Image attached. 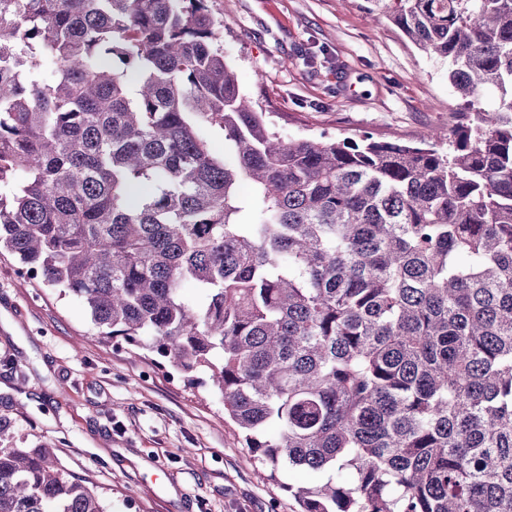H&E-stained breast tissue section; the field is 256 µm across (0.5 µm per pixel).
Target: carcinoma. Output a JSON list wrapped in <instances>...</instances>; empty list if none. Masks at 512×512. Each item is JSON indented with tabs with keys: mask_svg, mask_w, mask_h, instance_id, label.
<instances>
[{
	"mask_svg": "<svg viewBox=\"0 0 512 512\" xmlns=\"http://www.w3.org/2000/svg\"><path fill=\"white\" fill-rule=\"evenodd\" d=\"M367 2L475 112L448 153L278 136L208 0H0V251L326 474L298 512H512V0ZM0 512L108 508L0 424Z\"/></svg>",
	"mask_w": 512,
	"mask_h": 512,
	"instance_id": "carcinoma-1",
	"label": "carcinoma"
}]
</instances>
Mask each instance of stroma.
Wrapping results in <instances>:
<instances>
[{
	"instance_id": "35a3bbf8",
	"label": "stroma",
	"mask_w": 512,
	"mask_h": 512,
	"mask_svg": "<svg viewBox=\"0 0 512 512\" xmlns=\"http://www.w3.org/2000/svg\"><path fill=\"white\" fill-rule=\"evenodd\" d=\"M242 93L284 138L369 135L419 143L463 123L446 62L417 49L366 0H210ZM0 422L24 448L55 443L111 512H298L318 481L265 479L224 402L167 364L103 343L81 298L0 254Z\"/></svg>"
}]
</instances>
